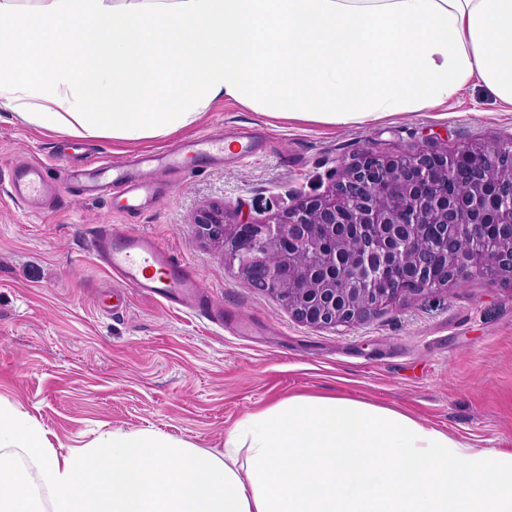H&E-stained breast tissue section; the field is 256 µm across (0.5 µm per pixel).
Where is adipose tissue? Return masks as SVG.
<instances>
[{
	"label": "adipose tissue",
	"instance_id": "obj_1",
	"mask_svg": "<svg viewBox=\"0 0 512 512\" xmlns=\"http://www.w3.org/2000/svg\"><path fill=\"white\" fill-rule=\"evenodd\" d=\"M475 79L512 104V0H0V108L79 140L160 136L217 100L347 124ZM0 512H512V450L292 395L219 454L120 430L62 454L0 406Z\"/></svg>",
	"mask_w": 512,
	"mask_h": 512
}]
</instances>
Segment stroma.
I'll list each match as a JSON object with an SVG mask.
<instances>
[{"label":"stroma","mask_w":512,"mask_h":512,"mask_svg":"<svg viewBox=\"0 0 512 512\" xmlns=\"http://www.w3.org/2000/svg\"><path fill=\"white\" fill-rule=\"evenodd\" d=\"M254 130L251 157L228 153L179 177L134 216L111 190H68L70 140L0 109V172L44 164L57 205L30 210L0 180V403L24 413L60 453L102 433L154 431L216 452L248 412L296 393L393 407L477 448H512V288L481 277L386 307L355 328L316 329L225 266L198 239L194 217L225 203L229 219L274 217L294 193H322L360 149L455 150L512 135V105L473 83L447 103L345 125L272 118L234 101L209 105L174 133L80 141L89 159L123 160L181 139ZM147 234L182 255L224 308L216 327L186 309L114 288L91 250L92 229Z\"/></svg>","instance_id":"obj_1"}]
</instances>
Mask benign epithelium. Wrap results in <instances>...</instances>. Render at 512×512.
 Segmentation results:
<instances>
[{"mask_svg":"<svg viewBox=\"0 0 512 512\" xmlns=\"http://www.w3.org/2000/svg\"><path fill=\"white\" fill-rule=\"evenodd\" d=\"M248 284L313 328L355 327L410 296L474 276L512 287V138L452 154L362 150L324 194L298 195L264 223L199 212Z\"/></svg>","mask_w":512,"mask_h":512,"instance_id":"benign-epithelium-1","label":"benign epithelium"}]
</instances>
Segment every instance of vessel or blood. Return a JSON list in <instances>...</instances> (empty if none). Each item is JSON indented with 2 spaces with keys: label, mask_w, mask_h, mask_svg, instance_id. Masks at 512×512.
Wrapping results in <instances>:
<instances>
[{
  "label": "vessel or blood",
  "mask_w": 512,
  "mask_h": 512,
  "mask_svg": "<svg viewBox=\"0 0 512 512\" xmlns=\"http://www.w3.org/2000/svg\"><path fill=\"white\" fill-rule=\"evenodd\" d=\"M223 156V134L209 133L142 155L131 164L108 162L79 170L70 179L88 195L107 184L117 188L119 209L131 214L139 211L143 200L159 195V175L186 174L192 158L216 161ZM44 188V169L39 161L32 160L12 170L9 194L16 203L33 202L43 194ZM92 250L96 261L111 273L118 287L154 296L168 304L194 310L214 323H223V309L202 293L188 263L152 237L125 234L115 226L101 224L93 237Z\"/></svg>",
  "instance_id": "1"
}]
</instances>
